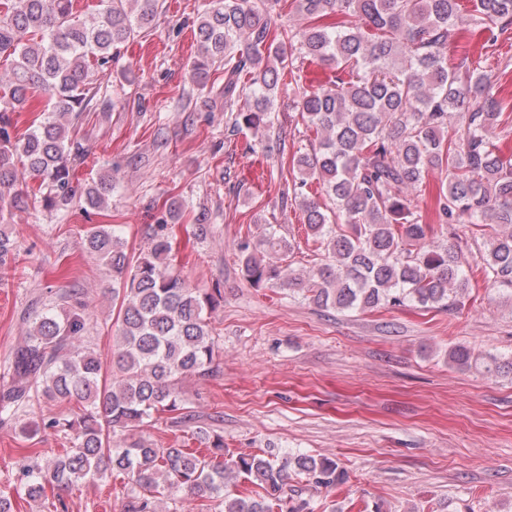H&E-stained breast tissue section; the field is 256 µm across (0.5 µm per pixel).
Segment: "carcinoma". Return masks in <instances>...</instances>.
<instances>
[{"instance_id": "carcinoma-1", "label": "carcinoma", "mask_w": 512, "mask_h": 512, "mask_svg": "<svg viewBox=\"0 0 512 512\" xmlns=\"http://www.w3.org/2000/svg\"><path fill=\"white\" fill-rule=\"evenodd\" d=\"M78 0H0V57L11 61L0 82V270L17 250L4 211L32 202L61 211L79 195L93 208L107 205L112 177L82 189L70 169L82 159L76 120L102 104L101 79L121 47L149 34L160 0H98L94 14H78ZM292 0L303 23L273 32L281 0H209L197 16L200 51L193 81L209 102H224L232 131L278 129L274 111L284 74L288 108L317 134V144L288 163L294 195L308 232L324 258L308 272L283 263L291 244L280 226L266 224L256 242L238 245L239 268L252 288H286L338 312L416 305L446 311L467 288L468 261L451 245L430 241L428 212L415 202L432 174L443 176L434 196L438 224H495L481 252L486 279L512 301V159L498 152L497 130L512 127L480 58L464 52L448 63L453 29L477 25L489 47L512 37V0ZM335 17L328 25L324 20ZM331 69L328 81L306 87L295 62ZM224 70V83L208 84ZM44 101L23 133L12 114L30 99ZM41 176L36 192H17L16 160ZM320 185V196L305 191ZM85 247L112 269V303L121 326L109 365L84 343L88 315L76 303L38 312L3 371L0 421L33 438L62 433L73 446L52 464L24 469V486L48 512H64L63 494L78 485L122 474L131 480L127 512H159L158 503L185 492L221 505L220 512L282 508L288 473L296 467L317 486L343 481L335 461L307 455L279 460L252 454L224 457V437L209 447L158 448L135 429L169 413L186 426L180 383L217 370L218 342L211 314L218 288H196L173 269L168 225L149 234L139 254L114 230L87 232ZM459 368L512 376V358L459 345L448 353ZM69 404L30 423L33 404ZM243 478L265 490L242 496ZM56 491L48 500L46 488Z\"/></svg>"}]
</instances>
